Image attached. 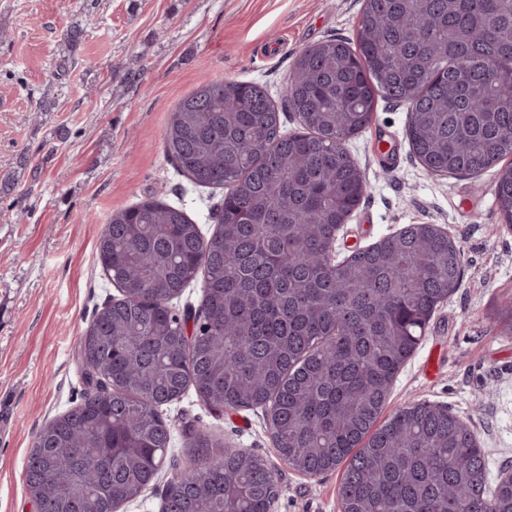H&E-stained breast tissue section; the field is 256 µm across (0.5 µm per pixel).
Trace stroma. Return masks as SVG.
<instances>
[{"label":"stroma","instance_id":"35a3bbf8","mask_svg":"<svg viewBox=\"0 0 512 512\" xmlns=\"http://www.w3.org/2000/svg\"><path fill=\"white\" fill-rule=\"evenodd\" d=\"M363 0H0V512H33L23 465L45 421L83 393L80 336L118 297L96 244L112 212L158 197L203 236L223 190L191 183L163 151L177 102L217 77L267 86L282 102L308 44L355 39ZM80 27L69 48L64 35ZM138 81H130L129 72ZM49 109H41V101ZM408 107L378 101L346 143L370 194L340 228L336 255L409 224H437L464 253L460 287L440 303L394 381L384 414L448 407L512 464V227L492 173L434 176L405 138ZM160 412L170 462L120 512H160L175 468L193 463L185 425L245 448L277 476L273 512H340L341 471L312 478L281 461L263 407L215 412L187 391Z\"/></svg>","mask_w":512,"mask_h":512}]
</instances>
